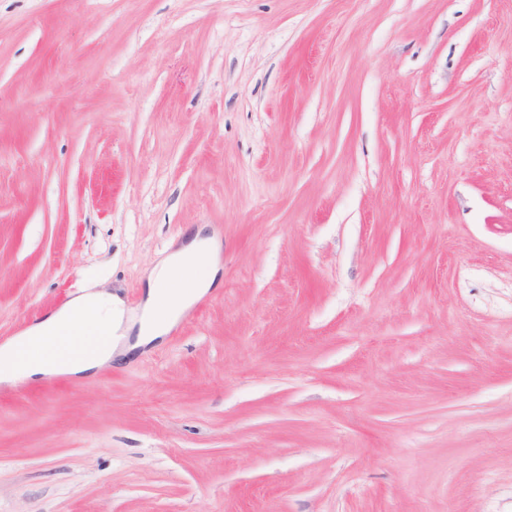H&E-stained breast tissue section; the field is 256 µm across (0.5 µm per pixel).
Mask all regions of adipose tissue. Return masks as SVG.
<instances>
[{"instance_id":"adipose-tissue-1","label":"adipose tissue","mask_w":512,"mask_h":512,"mask_svg":"<svg viewBox=\"0 0 512 512\" xmlns=\"http://www.w3.org/2000/svg\"><path fill=\"white\" fill-rule=\"evenodd\" d=\"M219 264L215 238L188 239L148 273L145 302L132 315L120 296L84 285L64 307L0 344V382L54 374L84 377L151 343L210 290Z\"/></svg>"}]
</instances>
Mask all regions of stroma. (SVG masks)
I'll return each instance as SVG.
<instances>
[{
	"instance_id": "35a3bbf8",
	"label": "stroma",
	"mask_w": 512,
	"mask_h": 512,
	"mask_svg": "<svg viewBox=\"0 0 512 512\" xmlns=\"http://www.w3.org/2000/svg\"><path fill=\"white\" fill-rule=\"evenodd\" d=\"M200 224L0 384V512H512V0H0V344ZM202 231L198 228L148 273L140 313L127 316L120 296L95 291L89 282L64 307L5 341L0 346V382L54 374L88 376L113 357L163 336L215 281L220 244L214 237H201Z\"/></svg>"
}]
</instances>
